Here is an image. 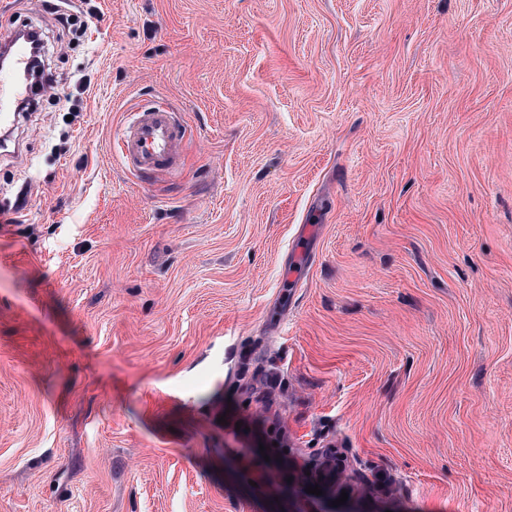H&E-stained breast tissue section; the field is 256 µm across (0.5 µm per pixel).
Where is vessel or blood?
<instances>
[{
    "instance_id": "obj_1",
    "label": "vessel or blood",
    "mask_w": 512,
    "mask_h": 512,
    "mask_svg": "<svg viewBox=\"0 0 512 512\" xmlns=\"http://www.w3.org/2000/svg\"><path fill=\"white\" fill-rule=\"evenodd\" d=\"M8 66L0 69V131L18 125L22 114L16 104L31 97L32 89L17 79L29 67V46L12 40ZM187 129L177 122L172 111L159 103L134 112L117 138V147L125 167L138 177L146 178L159 171L174 170L178 164Z\"/></svg>"
}]
</instances>
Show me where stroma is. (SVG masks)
<instances>
[{
    "instance_id": "obj_1",
    "label": "stroma",
    "mask_w": 512,
    "mask_h": 512,
    "mask_svg": "<svg viewBox=\"0 0 512 512\" xmlns=\"http://www.w3.org/2000/svg\"><path fill=\"white\" fill-rule=\"evenodd\" d=\"M91 3L0 6L57 77L0 154V512H512V0ZM271 375L286 450L220 421ZM165 104L133 113L117 138L125 167L144 179L158 171H173L178 164L187 129Z\"/></svg>"
}]
</instances>
